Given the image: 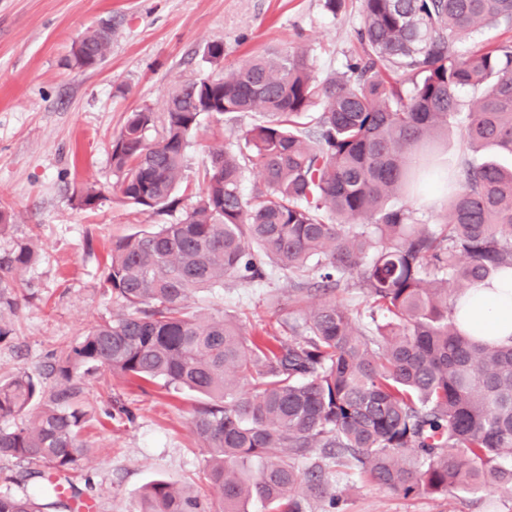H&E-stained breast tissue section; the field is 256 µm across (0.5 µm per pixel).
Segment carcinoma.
<instances>
[{
  "mask_svg": "<svg viewBox=\"0 0 512 512\" xmlns=\"http://www.w3.org/2000/svg\"><path fill=\"white\" fill-rule=\"evenodd\" d=\"M512 31V0H361L359 52L319 78L309 50L257 55L217 76L175 83L163 130L148 108L128 114L112 141L116 188L143 213L182 210L112 241L102 288L123 311L71 341L50 365L44 395L26 373L0 380V458L37 469L38 495L0 493V512H41L39 496L72 510L89 451L81 379L100 366L123 377L189 389L205 402L192 429L208 449L214 501L155 480L137 512H304L301 494L328 496L329 477L360 475L405 496L512 493V344L475 339L454 316L456 296L512 273V166L458 168L439 224H420L401 196L433 174L412 164L467 113L462 138L512 156V37L462 51V37ZM112 26L82 35L79 68L102 61ZM477 92L470 106L459 91ZM252 112L264 121L211 152L204 188L175 196L204 116ZM261 183L242 194L245 172ZM37 246L0 257V304ZM307 295L357 285L368 315L330 298L302 332L257 342L193 296L224 281H261L265 260Z\"/></svg>",
  "mask_w": 512,
  "mask_h": 512,
  "instance_id": "obj_1",
  "label": "carcinoma"
}]
</instances>
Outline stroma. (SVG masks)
<instances>
[{"label":"stroma","instance_id":"1","mask_svg":"<svg viewBox=\"0 0 512 512\" xmlns=\"http://www.w3.org/2000/svg\"><path fill=\"white\" fill-rule=\"evenodd\" d=\"M112 43L94 68L72 62L75 41L101 21ZM360 0L338 15L323 0H0V255L35 239L36 259L16 286L17 308L0 311L12 334L0 342V377L24 372L52 392V355L120 309L100 282L114 238L154 224L112 187V140L128 112L147 107L163 117L174 83L213 74L204 57L224 43L225 68L253 54L306 46L319 77L343 71L355 52ZM204 117L185 159L186 196L199 193L213 148L260 122ZM460 125L439 135L427 160L443 184L414 203L420 223L448 208L446 180L462 157ZM105 191L79 206L87 189ZM195 308L239 322L247 337L283 335L300 325L304 302L286 271L269 264L262 281H226L195 294ZM93 421L79 487L93 512H136L146 484L163 479L200 493L208 452L192 432L198 394L112 375L99 367L82 380ZM343 512H512V493L405 497L353 476L333 483Z\"/></svg>","mask_w":512,"mask_h":512}]
</instances>
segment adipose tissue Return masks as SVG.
Segmentation results:
<instances>
[{
  "label": "adipose tissue",
  "mask_w": 512,
  "mask_h": 512,
  "mask_svg": "<svg viewBox=\"0 0 512 512\" xmlns=\"http://www.w3.org/2000/svg\"><path fill=\"white\" fill-rule=\"evenodd\" d=\"M462 328L490 342L512 339V278L505 276L475 284L457 302Z\"/></svg>",
  "instance_id": "1"
}]
</instances>
